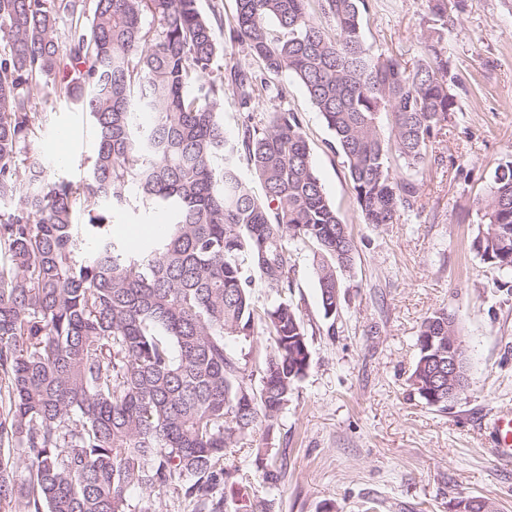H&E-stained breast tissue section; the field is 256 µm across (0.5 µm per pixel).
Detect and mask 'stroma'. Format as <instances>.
Here are the masks:
<instances>
[{
    "label": "stroma",
    "mask_w": 512,
    "mask_h": 512,
    "mask_svg": "<svg viewBox=\"0 0 512 512\" xmlns=\"http://www.w3.org/2000/svg\"><path fill=\"white\" fill-rule=\"evenodd\" d=\"M224 49L223 74L246 69L266 77L250 104L224 87L228 135L267 125L272 113H297L323 189L355 239L354 264L341 281L336 333L320 307L310 249L295 255L298 302L308 328L311 367L265 450L284 462L277 486L256 469L257 442L228 454L235 475L223 486L224 512H453L463 497L490 499L512 512V461L498 453L496 417L512 411V287L471 248L477 200L497 165L512 158V0H467L450 14L442 46L456 77L455 110L436 139L426 173H396L420 183L414 210L398 223H364L347 166L305 88L289 72L265 74L233 37L236 0H198ZM366 46L420 57L428 22L423 0H368ZM37 146L48 162L66 155V174L88 173L95 135L73 106L48 99ZM159 213L114 211L112 232L129 244L165 226ZM455 312L469 359L470 386L447 411L418 397L408 382L416 336L435 310Z\"/></svg>",
    "instance_id": "obj_1"
}]
</instances>
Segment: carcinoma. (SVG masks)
I'll return each instance as SVG.
<instances>
[{"instance_id":"obj_1","label":"carcinoma","mask_w":512,"mask_h":512,"mask_svg":"<svg viewBox=\"0 0 512 512\" xmlns=\"http://www.w3.org/2000/svg\"><path fill=\"white\" fill-rule=\"evenodd\" d=\"M314 1L336 34L313 23ZM424 2L437 26L410 68L365 47L366 0H237L233 37L267 72L287 70L303 84L375 227L417 204L419 184L396 177L392 163L429 170L455 107L440 28L465 0ZM220 54L197 0H0V512L16 503L24 512H132L131 491L169 486L195 512H223L216 489L232 478L227 450L262 424L272 435L311 366L292 299L293 255L303 247L315 248L335 334L353 236L324 192L297 113L274 112L240 140L224 132ZM231 82L248 104L257 76L240 69ZM42 88L94 128L81 181L36 151L47 122ZM242 150L263 201L240 173ZM134 201L169 226L139 249L108 231L114 208ZM477 204L472 248L512 275V161L496 167ZM258 283L275 296L267 307L253 299ZM260 335L272 346L259 356L229 349ZM450 336L461 341L456 314L426 317L409 377L440 412L469 387L463 351L448 385ZM256 465L272 486L284 469L259 455Z\"/></svg>"}]
</instances>
